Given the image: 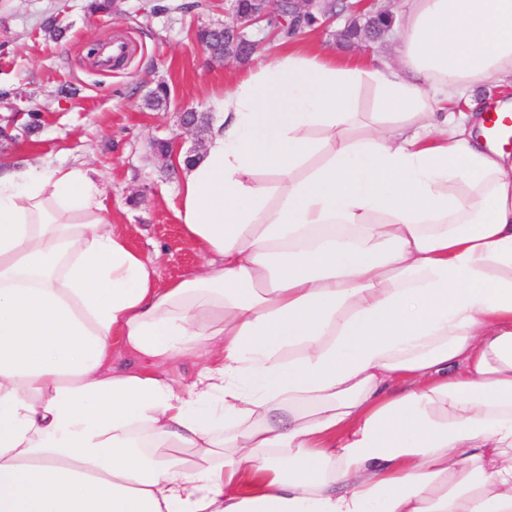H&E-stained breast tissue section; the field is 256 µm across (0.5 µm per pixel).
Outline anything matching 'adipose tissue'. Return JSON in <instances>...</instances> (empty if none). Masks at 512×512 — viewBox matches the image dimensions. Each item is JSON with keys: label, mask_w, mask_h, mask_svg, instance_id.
I'll return each mask as SVG.
<instances>
[{"label": "adipose tissue", "mask_w": 512, "mask_h": 512, "mask_svg": "<svg viewBox=\"0 0 512 512\" xmlns=\"http://www.w3.org/2000/svg\"><path fill=\"white\" fill-rule=\"evenodd\" d=\"M404 7L402 71L291 51L225 90L166 286L92 171L0 170V512H512V155L473 95L512 0Z\"/></svg>", "instance_id": "obj_1"}]
</instances>
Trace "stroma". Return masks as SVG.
<instances>
[{
  "instance_id": "obj_1",
  "label": "stroma",
  "mask_w": 512,
  "mask_h": 512,
  "mask_svg": "<svg viewBox=\"0 0 512 512\" xmlns=\"http://www.w3.org/2000/svg\"><path fill=\"white\" fill-rule=\"evenodd\" d=\"M92 0H0V166L78 165L94 171L110 223L152 258L159 285L193 272L201 257L182 235L175 214L181 170L175 153L207 142L209 130L184 133L180 109L215 121L225 89L249 69L279 56L280 42L259 33V50L244 61L219 60L196 40L199 27L224 22V0H121L92 13ZM56 18L64 30L48 37ZM346 17L301 32V47L362 55L340 38ZM121 40V68L92 67L89 43ZM165 85L166 104L149 106V91Z\"/></svg>"
}]
</instances>
